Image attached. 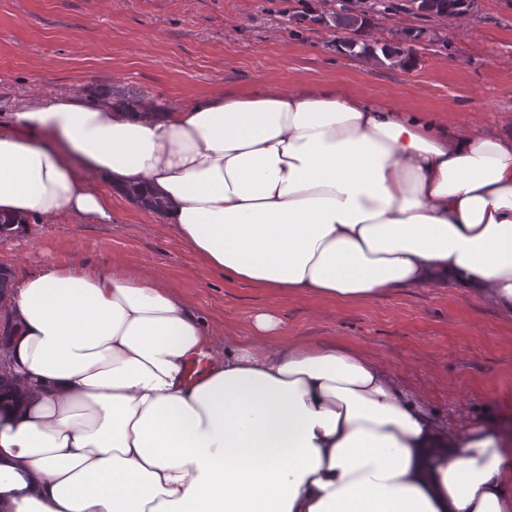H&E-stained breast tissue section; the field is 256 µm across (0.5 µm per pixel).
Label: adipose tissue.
I'll list each match as a JSON object with an SVG mask.
<instances>
[{
  "label": "adipose tissue",
  "mask_w": 512,
  "mask_h": 512,
  "mask_svg": "<svg viewBox=\"0 0 512 512\" xmlns=\"http://www.w3.org/2000/svg\"><path fill=\"white\" fill-rule=\"evenodd\" d=\"M132 184L227 280L344 303L439 281L512 313V137L332 84L0 124L1 214L108 222ZM5 306L0 512H512L500 429L440 430L365 356L278 343L274 314L219 343L156 271L82 264Z\"/></svg>",
  "instance_id": "1"
}]
</instances>
